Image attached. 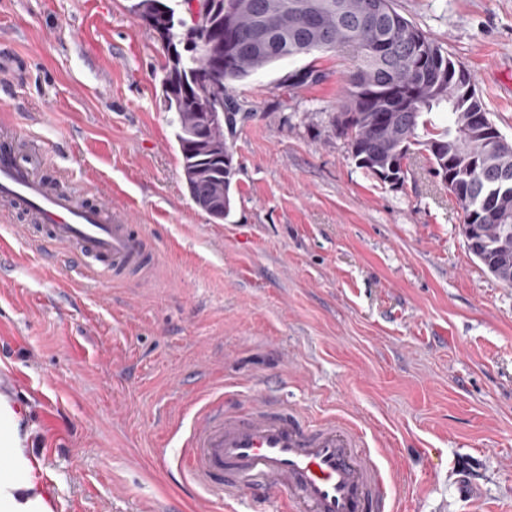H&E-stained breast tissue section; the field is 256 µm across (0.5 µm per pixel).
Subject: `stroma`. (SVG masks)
Listing matches in <instances>:
<instances>
[{
	"label": "stroma",
	"mask_w": 512,
	"mask_h": 512,
	"mask_svg": "<svg viewBox=\"0 0 512 512\" xmlns=\"http://www.w3.org/2000/svg\"><path fill=\"white\" fill-rule=\"evenodd\" d=\"M134 0H0V114L87 201L129 207L155 266L105 296L0 218V367L17 371L25 498L55 512H206L157 449L214 385L274 387L310 417L342 415L407 473L401 512H512V287L469 252L462 211L426 152L392 187L338 136L347 50L276 62L234 85L242 113L230 215L185 186L166 51ZM474 76L512 142V0H395ZM323 80L297 90L289 72Z\"/></svg>",
	"instance_id": "stroma-1"
}]
</instances>
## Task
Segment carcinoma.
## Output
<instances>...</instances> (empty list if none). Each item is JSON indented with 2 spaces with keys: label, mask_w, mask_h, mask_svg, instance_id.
<instances>
[{
  "label": "carcinoma",
  "mask_w": 512,
  "mask_h": 512,
  "mask_svg": "<svg viewBox=\"0 0 512 512\" xmlns=\"http://www.w3.org/2000/svg\"><path fill=\"white\" fill-rule=\"evenodd\" d=\"M198 0L192 23L176 16L165 0H136L138 15L153 12L148 27L166 31L165 41L183 51L168 57L162 96L176 114V138L183 177L194 204L202 199L197 177L221 191L218 211L201 210L222 221L232 210L237 168L231 138L239 106L229 120L237 81L283 59L348 46L354 62L341 111L333 125L349 140L359 168L384 183L405 180L414 150H425L435 176L448 191L465 193L463 209L476 214L477 234L466 237L470 252L500 281L512 285V147L494 140L495 124L471 73L412 21L392 0ZM315 66L292 72L294 89L317 84ZM211 93L210 109L223 127L198 115L200 97ZM448 113L434 126L425 115Z\"/></svg>",
  "instance_id": "cac0c4a2"
}]
</instances>
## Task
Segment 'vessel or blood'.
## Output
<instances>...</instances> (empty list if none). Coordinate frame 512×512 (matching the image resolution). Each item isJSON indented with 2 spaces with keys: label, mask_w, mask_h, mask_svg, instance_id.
<instances>
[{
  "label": "vessel or blood",
  "mask_w": 512,
  "mask_h": 512,
  "mask_svg": "<svg viewBox=\"0 0 512 512\" xmlns=\"http://www.w3.org/2000/svg\"><path fill=\"white\" fill-rule=\"evenodd\" d=\"M19 140L0 117V201L31 218L27 231L34 247L101 286L147 276L155 254L132 214L85 202L77 189H53L18 161ZM18 384L13 370H0V464L21 483L31 473L13 455L23 445L15 430L22 405L12 396ZM177 430L176 469L205 494L212 512L271 494L287 496L288 512H397L378 459L362 431L345 418L331 415L312 423L267 394L252 396L242 411L218 389L192 402L188 422Z\"/></svg>",
  "instance_id": "vessel-or-blood-1"
}]
</instances>
